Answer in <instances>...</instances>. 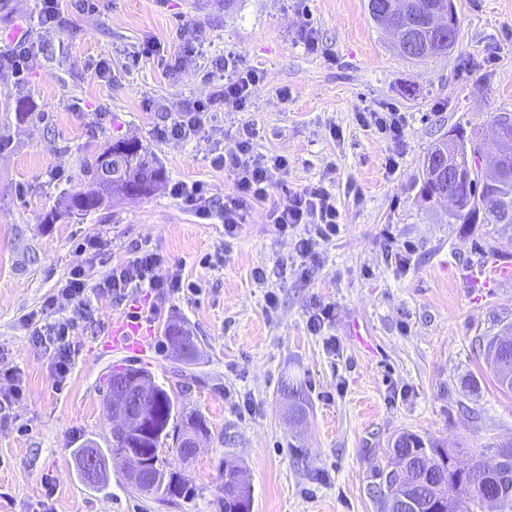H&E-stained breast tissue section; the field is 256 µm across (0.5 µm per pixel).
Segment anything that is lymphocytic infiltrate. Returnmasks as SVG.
Returning <instances> with one entry per match:
<instances>
[{"label":"lymphocytic infiltrate","instance_id":"1","mask_svg":"<svg viewBox=\"0 0 512 512\" xmlns=\"http://www.w3.org/2000/svg\"><path fill=\"white\" fill-rule=\"evenodd\" d=\"M210 119L209 105L195 101L169 124L157 128L156 135L161 139H193L204 133ZM252 141V130L243 129L235 136L230 150L216 153L211 159L214 167L227 169L233 176L234 189L224 197V233L229 237L235 236L245 224L249 206L266 199L270 168L284 170L288 167L286 157L255 152ZM340 220L336 195L322 184L293 193L285 207L272 209L269 213V221L280 235L295 234L298 226H306L305 235L297 236L294 244L297 256L306 265L319 261V246L336 237ZM161 266L158 253L144 250L133 259L113 265L111 274L95 288L116 296L133 286L158 292L179 291L182 286L180 274L161 275ZM91 288L85 267H74L60 290V295L73 304L70 314L49 319L48 314L54 309L57 297H48L40 311L41 322L35 323L31 330L34 343L51 346L54 350L56 383L66 381L71 370L70 336L78 324L93 320L88 302Z\"/></svg>","mask_w":512,"mask_h":512}]
</instances>
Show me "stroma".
<instances>
[{
	"label": "stroma",
	"mask_w": 512,
	"mask_h": 512,
	"mask_svg": "<svg viewBox=\"0 0 512 512\" xmlns=\"http://www.w3.org/2000/svg\"><path fill=\"white\" fill-rule=\"evenodd\" d=\"M455 6L454 47L414 62L374 23L367 0H99L93 13L65 0L64 28L43 26L40 0H0V46L25 27L34 56L23 79L0 70V134L9 139L0 151V393L20 390L0 402V512H39L45 501L54 512H220L228 464L245 474L251 512H378L366 487L400 433L463 447L464 463L512 441V392L475 346L497 319H512V278L483 271L494 259L512 265V224H453L446 200L420 197L422 162L438 140L462 128L493 151L491 117L512 113V0ZM147 44L153 55L140 57ZM186 44L197 53L180 67ZM230 58L262 74L237 109L216 100ZM102 60L104 78L94 74ZM209 99L214 114L200 137L156 138L187 102ZM389 107L407 116L392 171L391 143L358 118ZM245 126L255 151L286 157L288 169L272 171L266 201L228 240L233 177L210 160ZM131 136L162 166L159 187L81 218L61 213V196L83 189L104 145ZM181 181L208 185L209 218L172 195ZM322 182L333 185L342 226L306 272L267 213ZM95 237L111 239L110 258L78 251ZM142 249L200 292H90L94 322L74 331L70 375L55 387L54 352L33 345L25 316L52 295L56 315L68 314L56 292L72 268L89 266L98 281ZM217 251L222 263L202 264ZM317 302L333 309L319 334L308 324ZM136 311L155 326L146 350L107 346L113 319ZM175 322L196 336L198 360L174 355L165 329ZM126 367L146 368L207 421L192 461L167 456L189 496L157 501L116 464L93 487L78 469L77 448L108 445L106 379ZM284 382L298 389L299 408L280 393Z\"/></svg>",
	"instance_id": "1"
}]
</instances>
